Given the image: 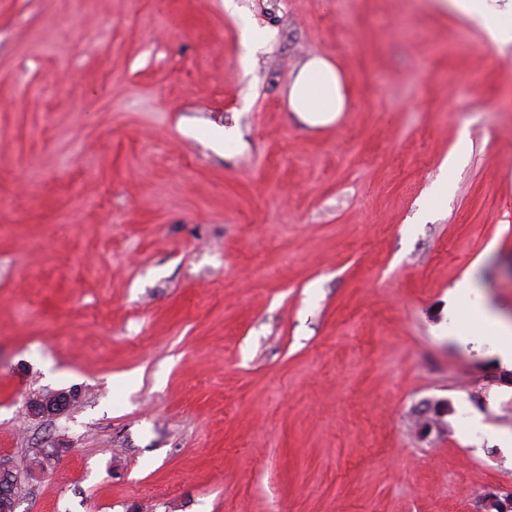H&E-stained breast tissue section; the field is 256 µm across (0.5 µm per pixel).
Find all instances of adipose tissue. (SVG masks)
<instances>
[{
	"label": "adipose tissue",
	"mask_w": 512,
	"mask_h": 512,
	"mask_svg": "<svg viewBox=\"0 0 512 512\" xmlns=\"http://www.w3.org/2000/svg\"><path fill=\"white\" fill-rule=\"evenodd\" d=\"M443 8L465 14L481 27L488 41L495 45L512 43V0H436ZM349 105L347 83L334 63L322 56L310 57L294 76L288 91V107L314 127L336 122ZM481 291L472 281L454 288L448 300V337L461 340L474 350L490 349L504 366L512 367V320H507L491 307H483L481 320L468 336H458L471 302Z\"/></svg>",
	"instance_id": "obj_1"
}]
</instances>
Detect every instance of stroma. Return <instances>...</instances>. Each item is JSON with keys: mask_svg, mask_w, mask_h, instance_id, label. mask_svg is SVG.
Instances as JSON below:
<instances>
[{"mask_svg": "<svg viewBox=\"0 0 512 512\" xmlns=\"http://www.w3.org/2000/svg\"><path fill=\"white\" fill-rule=\"evenodd\" d=\"M236 3L0 0V459L55 452L16 512H476L512 449L465 420L512 433V369L448 293L512 317V44L432 0ZM315 54L326 127L288 107ZM45 389L79 399L32 418ZM348 105L345 78L334 63L322 56H312L302 65L288 91L291 112L314 127L333 124ZM475 299L481 301V321L474 326L468 336L461 337L456 332L457 325L464 318L469 304ZM490 327V331L486 330ZM448 340H456L463 345L471 344L473 350L480 351L485 345L496 355L504 366L512 369V320H507L489 307L471 280L463 281L454 288L448 300Z\"/></svg>", "mask_w": 512, "mask_h": 512, "instance_id": "stroma-1", "label": "stroma"}]
</instances>
